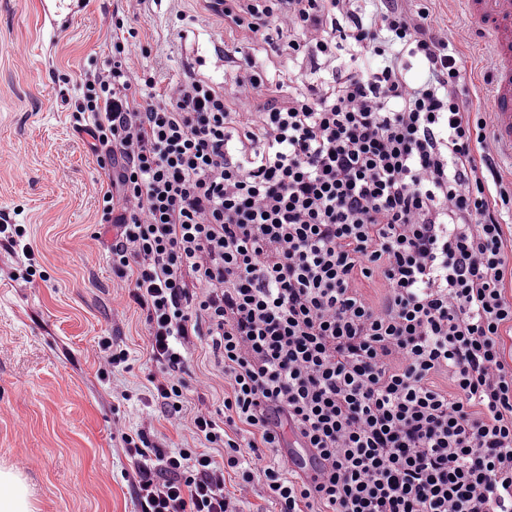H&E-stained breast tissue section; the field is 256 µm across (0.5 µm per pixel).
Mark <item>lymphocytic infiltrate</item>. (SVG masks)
Masks as SVG:
<instances>
[{
	"instance_id": "lymphocytic-infiltrate-1",
	"label": "lymphocytic infiltrate",
	"mask_w": 512,
	"mask_h": 512,
	"mask_svg": "<svg viewBox=\"0 0 512 512\" xmlns=\"http://www.w3.org/2000/svg\"><path fill=\"white\" fill-rule=\"evenodd\" d=\"M217 2L254 36L292 32L334 80L303 93L242 68L233 96L197 77L162 95L119 18L81 83L72 116L110 179L112 268L146 312L156 395L180 419L202 330L231 387L223 418L191 416L199 447L123 434L140 512H239L258 481L279 512H512V185L455 45L402 0ZM285 425L316 478L282 460Z\"/></svg>"
}]
</instances>
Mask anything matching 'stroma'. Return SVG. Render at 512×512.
I'll list each match as a JSON object with an SVG mask.
<instances>
[{
  "instance_id": "1",
  "label": "stroma",
  "mask_w": 512,
  "mask_h": 512,
  "mask_svg": "<svg viewBox=\"0 0 512 512\" xmlns=\"http://www.w3.org/2000/svg\"><path fill=\"white\" fill-rule=\"evenodd\" d=\"M48 0H0V212L26 225L45 277L26 282L0 240V469L18 475L31 512H136L131 461L122 433L145 431L163 448L185 446L153 395L159 364L147 351L146 313L112 271V225L98 201L108 179L72 104L86 71L105 67L115 15L127 0H78L65 27L52 29ZM427 12L431 30L455 33L471 108H482L492 72L475 23L452 0H403ZM131 24L145 48L134 58L159 93L193 74L233 92L238 63L249 60L270 83H305L307 56L289 57V34L253 39L204 0H142ZM248 44V57L236 46ZM130 353L129 370L98 372L100 338ZM182 378L185 408L222 412L230 386L206 336L193 339ZM32 466L20 465V458Z\"/></svg>"
}]
</instances>
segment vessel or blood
Segmentation results:
<instances>
[{"label": "vessel or blood", "instance_id": "obj_1", "mask_svg": "<svg viewBox=\"0 0 512 512\" xmlns=\"http://www.w3.org/2000/svg\"><path fill=\"white\" fill-rule=\"evenodd\" d=\"M455 10L473 20L486 37L492 59V83L487 101L488 128L501 158L512 167V0H454ZM289 468L315 476L319 459L289 437L281 451Z\"/></svg>", "mask_w": 512, "mask_h": 512}]
</instances>
